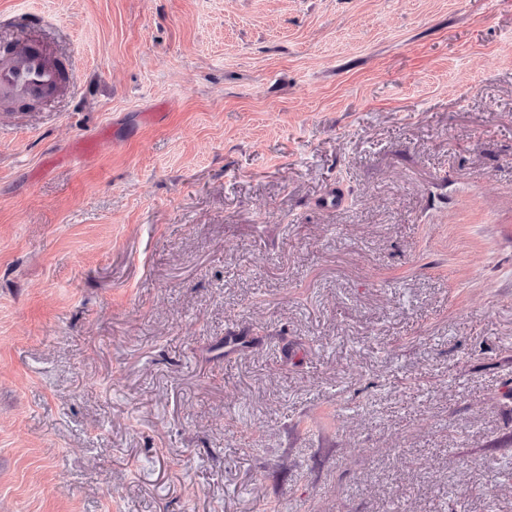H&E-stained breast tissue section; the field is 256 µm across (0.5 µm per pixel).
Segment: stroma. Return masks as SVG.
<instances>
[{"label":"stroma","instance_id":"1","mask_svg":"<svg viewBox=\"0 0 512 512\" xmlns=\"http://www.w3.org/2000/svg\"><path fill=\"white\" fill-rule=\"evenodd\" d=\"M23 35L69 83L0 107V512H512V0Z\"/></svg>","mask_w":512,"mask_h":512}]
</instances>
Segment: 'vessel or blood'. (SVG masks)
Instances as JSON below:
<instances>
[{
  "instance_id": "vessel-or-blood-1",
  "label": "vessel or blood",
  "mask_w": 512,
  "mask_h": 512,
  "mask_svg": "<svg viewBox=\"0 0 512 512\" xmlns=\"http://www.w3.org/2000/svg\"><path fill=\"white\" fill-rule=\"evenodd\" d=\"M63 73L45 46L26 37L0 57V100L22 102L54 96L62 84Z\"/></svg>"
}]
</instances>
